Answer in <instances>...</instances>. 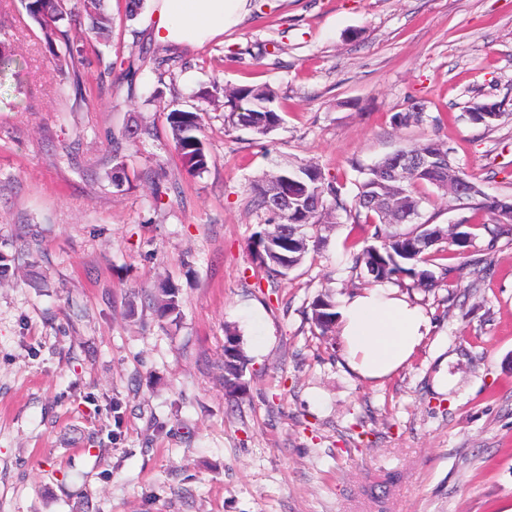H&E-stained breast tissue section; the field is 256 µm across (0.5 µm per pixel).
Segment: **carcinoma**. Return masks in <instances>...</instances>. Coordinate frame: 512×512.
Masks as SVG:
<instances>
[{
    "mask_svg": "<svg viewBox=\"0 0 512 512\" xmlns=\"http://www.w3.org/2000/svg\"><path fill=\"white\" fill-rule=\"evenodd\" d=\"M64 0H27L25 5L28 16L45 30L47 37L56 32V23L64 19ZM83 13L88 20V32L99 40L109 36L112 25L110 14L105 12L103 0H83ZM225 106L229 107V120L232 124L247 128L256 135L265 137L281 121V117L271 107L276 93L268 86L240 87L224 90ZM491 112H486L487 108ZM501 104L497 102L478 103L468 113L469 119L487 126L502 118ZM168 123L175 148L180 155L187 174L197 176L207 171L211 154L206 142L200 137L202 117L198 112L174 109L168 113ZM423 151L434 156L433 169L426 174H410L407 181L397 186L395 193L413 207L412 214L397 220L399 224H414L416 229L403 234H393L388 230L380 211L369 206L367 197L380 190L379 181L386 169L391 166L394 155H387L369 169L367 177L359 184L358 193L352 203H347L341 195V188L328 179L318 167L306 164L289 165L275 172V175L291 178L297 185V196L288 209L275 205L267 196L265 182L259 181L253 186L254 206L271 215L275 224H266L254 234L249 242V249L259 266L264 268L268 278L288 276L289 271L300 266L307 256L318 246L321 232L326 225L333 223L334 212L344 211L353 216L359 226L374 227L372 239L366 238L352 242L354 249V268L363 272L372 282L400 280L408 277L413 284L421 288L440 286L443 276L447 275L446 266H441L442 277L438 278L429 269V265L438 259L441 249L437 245L448 241L453 246L454 255L462 258L472 240V233L467 231V221H461L459 230L448 233L438 225L417 223L419 218L420 198L415 187L428 184L443 194H448V169L456 167L451 150L439 139H428L399 150L404 154ZM468 200L477 202L476 208L492 214L502 209V203L508 198L489 197L478 188L468 196ZM286 224L288 229L296 230L295 237L301 242L298 250L276 247L275 225ZM155 305L161 315L177 316L180 314L178 289L164 285L154 296ZM336 305L332 295L320 293L310 305L311 324L318 330V335L325 337L332 333L336 325ZM236 344L237 357L232 364H223L222 381L225 394L236 397L246 393L247 385L243 381L247 356L239 336L232 335Z\"/></svg>",
    "mask_w": 512,
    "mask_h": 512,
    "instance_id": "carcinoma-1",
    "label": "carcinoma"
}]
</instances>
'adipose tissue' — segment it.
<instances>
[{
    "label": "adipose tissue",
    "instance_id": "obj_1",
    "mask_svg": "<svg viewBox=\"0 0 512 512\" xmlns=\"http://www.w3.org/2000/svg\"><path fill=\"white\" fill-rule=\"evenodd\" d=\"M249 0H160L156 36L195 43L239 24ZM431 330L430 318L390 288L366 289L339 309L338 336L353 371L366 379L389 376L406 364Z\"/></svg>",
    "mask_w": 512,
    "mask_h": 512
}]
</instances>
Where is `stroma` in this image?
<instances>
[{
	"mask_svg": "<svg viewBox=\"0 0 512 512\" xmlns=\"http://www.w3.org/2000/svg\"><path fill=\"white\" fill-rule=\"evenodd\" d=\"M106 5L107 41L65 20L49 40L23 0H0V44L21 62L0 80V512L512 507V238L492 237L494 215L417 186L420 221L468 220L472 245L447 257L446 285L397 286L432 330L373 382L309 320L316 294L367 287L346 213L288 277L247 248L270 219L253 184L291 163L349 201L379 159L437 138L486 194L512 195V0H250L200 45L156 40L155 0L133 18ZM265 85L283 123L261 139L229 122L224 91ZM483 101L503 105L493 126L467 117ZM417 107L422 123L400 125ZM174 109L202 114L201 175L174 148ZM130 126L139 139L113 155ZM166 283L175 320L152 302ZM232 332L249 359L239 398L221 381Z\"/></svg>",
	"mask_w": 512,
	"mask_h": 512,
	"instance_id": "stroma-1",
	"label": "stroma"
}]
</instances>
